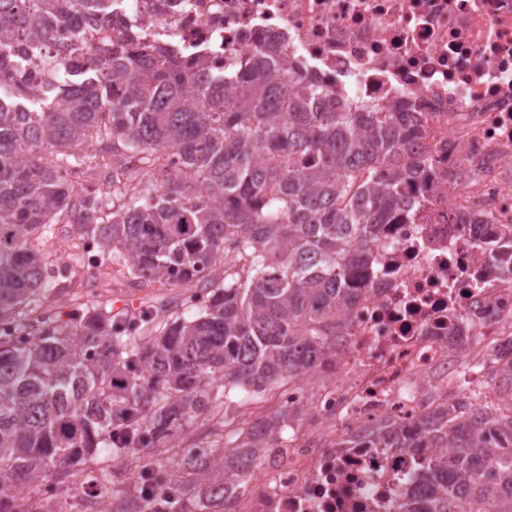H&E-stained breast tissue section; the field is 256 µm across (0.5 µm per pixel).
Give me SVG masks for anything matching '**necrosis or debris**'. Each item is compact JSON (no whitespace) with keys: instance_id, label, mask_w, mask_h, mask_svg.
Masks as SVG:
<instances>
[{"instance_id":"necrosis-or-debris-1","label":"necrosis or debris","mask_w":512,"mask_h":512,"mask_svg":"<svg viewBox=\"0 0 512 512\" xmlns=\"http://www.w3.org/2000/svg\"><path fill=\"white\" fill-rule=\"evenodd\" d=\"M117 17L214 72L250 55L300 68L329 104L423 113L425 221L385 225L315 401L282 396L310 403L320 436H294L283 465L235 491L239 512H391L420 484L416 456L342 440L386 419L414 430L446 399L430 378L452 357L494 393L486 358L512 341V271L491 254L512 239V0H121Z\"/></svg>"}]
</instances>
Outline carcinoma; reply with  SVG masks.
<instances>
[{"label":"carcinoma","instance_id":"cac0c4a2","mask_svg":"<svg viewBox=\"0 0 512 512\" xmlns=\"http://www.w3.org/2000/svg\"><path fill=\"white\" fill-rule=\"evenodd\" d=\"M112 2L0 0V512H59L30 503L37 481L85 490L84 512L227 509L301 406L184 449L176 471L158 460L125 491L111 463L174 446L219 381L246 393L308 381L349 335L354 284L384 225L414 216L408 182L430 163L406 134L414 113L326 107L288 67L247 60L213 74L131 28L114 33ZM89 25L104 35L91 55ZM61 27L70 35L50 44ZM93 144L112 156L110 204L71 181L93 175ZM142 171L160 176L146 197ZM58 224L96 244L99 260L80 258L89 277L122 260L138 288L194 281L204 312L175 317L156 297L138 329L104 303L49 317L42 245ZM495 373L506 412L466 386L412 435L387 423L349 437L436 449L418 457L429 494L404 492L393 512H512V359Z\"/></svg>","mask_w":512,"mask_h":512}]
</instances>
